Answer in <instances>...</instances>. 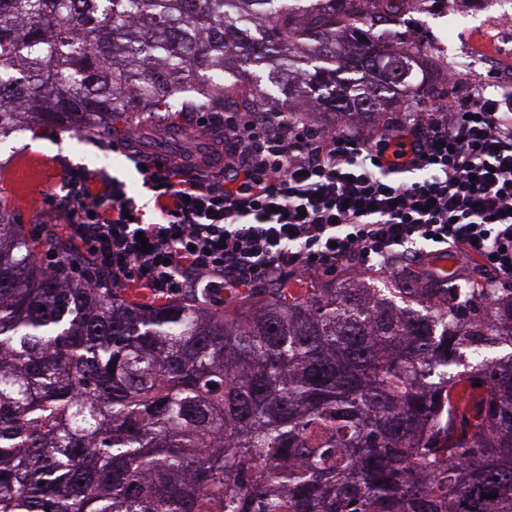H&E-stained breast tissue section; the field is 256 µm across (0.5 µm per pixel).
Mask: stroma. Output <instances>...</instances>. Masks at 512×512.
<instances>
[{
	"instance_id": "obj_1",
	"label": "stroma",
	"mask_w": 512,
	"mask_h": 512,
	"mask_svg": "<svg viewBox=\"0 0 512 512\" xmlns=\"http://www.w3.org/2000/svg\"><path fill=\"white\" fill-rule=\"evenodd\" d=\"M512 25V0H484L469 25L459 29L454 39L443 38L448 19L429 13L418 46L434 61L436 69L419 85V90L401 108V116L429 112L455 103L451 92L435 93L448 71L459 69L468 58L478 55L485 45L490 26ZM211 112L212 126L199 123L201 112ZM222 108L199 104L192 112L149 114L129 113L117 132L111 135L71 131L33 125L0 141V211L11 223L20 225L34 242H42L45 226L52 218L39 201L42 191L59 187L73 169H94L99 158H107V172L123 183L128 195L149 201L151 191L144 187L134 167V157L146 152L161 158L176 159L186 153H204L224 132ZM122 151H113V144Z\"/></svg>"
}]
</instances>
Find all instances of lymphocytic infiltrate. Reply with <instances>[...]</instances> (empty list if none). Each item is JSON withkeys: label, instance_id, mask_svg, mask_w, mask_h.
<instances>
[{"label": "lymphocytic infiltrate", "instance_id": "lymphocytic-infiltrate-1", "mask_svg": "<svg viewBox=\"0 0 512 512\" xmlns=\"http://www.w3.org/2000/svg\"><path fill=\"white\" fill-rule=\"evenodd\" d=\"M203 157L137 163L155 221L106 172L45 192L49 240L73 243L92 285L172 297L243 292L290 270L382 263L400 248L474 257L512 281V91L477 89L443 115L367 131L291 112L224 120Z\"/></svg>", "mask_w": 512, "mask_h": 512}]
</instances>
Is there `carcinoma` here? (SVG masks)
<instances>
[{
    "label": "carcinoma",
    "instance_id": "carcinoma-1",
    "mask_svg": "<svg viewBox=\"0 0 512 512\" xmlns=\"http://www.w3.org/2000/svg\"><path fill=\"white\" fill-rule=\"evenodd\" d=\"M391 0H0V140L282 94L386 114ZM0 214V512H512V287L368 276L150 307ZM494 493V498H482Z\"/></svg>",
    "mask_w": 512,
    "mask_h": 512
}]
</instances>
